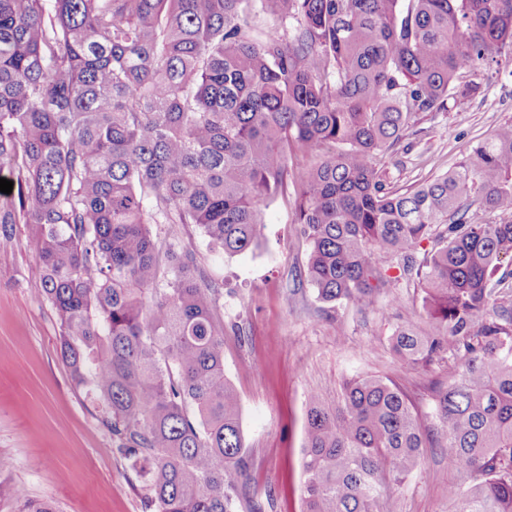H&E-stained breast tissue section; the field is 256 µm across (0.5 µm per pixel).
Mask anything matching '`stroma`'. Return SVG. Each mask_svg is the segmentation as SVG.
I'll list each match as a JSON object with an SVG mask.
<instances>
[{"label": "stroma", "instance_id": "stroma-1", "mask_svg": "<svg viewBox=\"0 0 512 512\" xmlns=\"http://www.w3.org/2000/svg\"><path fill=\"white\" fill-rule=\"evenodd\" d=\"M475 97L420 115L407 147L380 156L388 187L407 190L441 175L499 126L512 123V72L476 68ZM296 179L261 208L257 249L228 257L192 224H156L154 237L175 239L206 281L221 290L216 311L226 326L224 373L239 398L251 493H272L276 512H301L305 425L311 393L328 406L345 381L387 375L425 403L438 367L396 359L390 338L417 321L420 289L400 282L398 302L373 309L329 308L304 277L309 245L296 222ZM40 268L25 224L0 244V483L56 512H148L145 492L127 462L109 450L110 436L57 354L55 311L30 291ZM458 479L440 449L393 487L398 512H448L447 489Z\"/></svg>", "mask_w": 512, "mask_h": 512}]
</instances>
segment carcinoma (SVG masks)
Returning a JSON list of instances; mask_svg holds the SVG:
<instances>
[{"label":"carcinoma","mask_w":512,"mask_h":512,"mask_svg":"<svg viewBox=\"0 0 512 512\" xmlns=\"http://www.w3.org/2000/svg\"><path fill=\"white\" fill-rule=\"evenodd\" d=\"M260 5L292 31L255 34L254 0H0V241L31 226L30 289L152 512H267L243 482L219 288L150 225L242 254L298 177L317 298L369 309L398 268L429 328L391 349L444 372L429 413L389 376L346 382L335 409L312 394L302 512H397L389 486L426 448L464 474L453 512H512V124L405 193L377 168L421 114L480 93L463 74L512 64V0Z\"/></svg>","instance_id":"carcinoma-1"}]
</instances>
